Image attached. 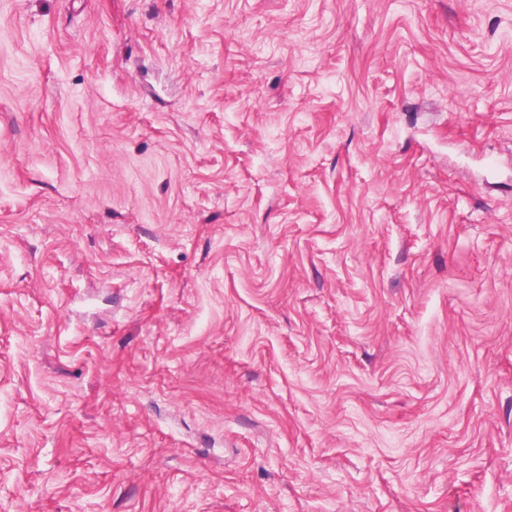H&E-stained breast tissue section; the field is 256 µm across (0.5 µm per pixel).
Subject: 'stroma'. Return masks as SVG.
I'll return each mask as SVG.
<instances>
[{"instance_id":"obj_1","label":"stroma","mask_w":512,"mask_h":512,"mask_svg":"<svg viewBox=\"0 0 512 512\" xmlns=\"http://www.w3.org/2000/svg\"><path fill=\"white\" fill-rule=\"evenodd\" d=\"M0 512H512V0H0Z\"/></svg>"}]
</instances>
